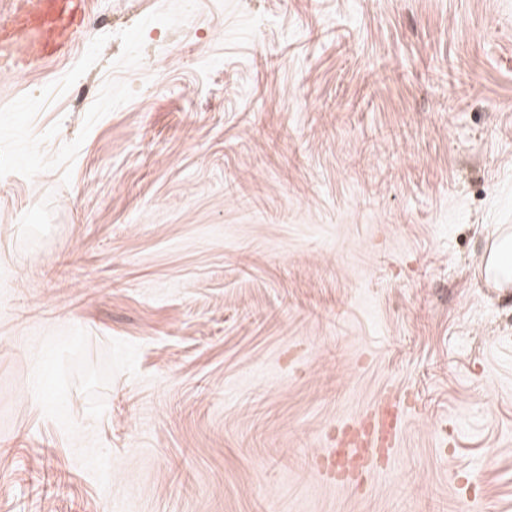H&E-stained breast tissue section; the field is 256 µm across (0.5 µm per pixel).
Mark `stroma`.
Listing matches in <instances>:
<instances>
[{"label": "stroma", "instance_id": "obj_1", "mask_svg": "<svg viewBox=\"0 0 512 512\" xmlns=\"http://www.w3.org/2000/svg\"><path fill=\"white\" fill-rule=\"evenodd\" d=\"M503 224L512 0H86L0 62V512H512ZM398 416L385 409L374 424L367 425L360 422L354 428L358 433L352 438L342 435L336 445L349 447L345 458L336 457L335 448H327L319 458L318 469L330 477L336 484L343 485L352 480L363 478L368 471V451L372 448H389L395 446L396 434L394 432ZM347 457L356 459L355 465L347 463Z\"/></svg>", "mask_w": 512, "mask_h": 512}]
</instances>
